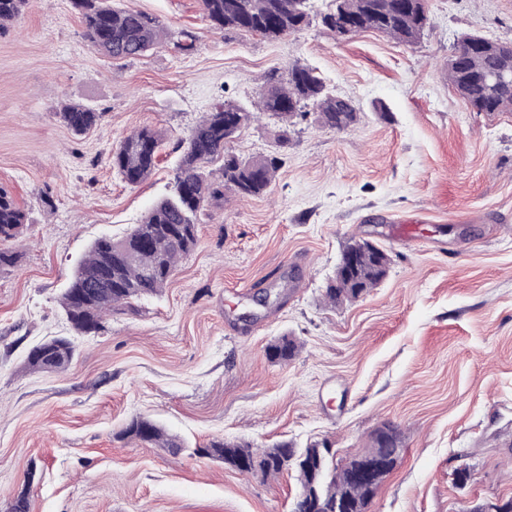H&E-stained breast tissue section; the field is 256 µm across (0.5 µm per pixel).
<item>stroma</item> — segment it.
Wrapping results in <instances>:
<instances>
[{
	"instance_id": "stroma-1",
	"label": "stroma",
	"mask_w": 512,
	"mask_h": 512,
	"mask_svg": "<svg viewBox=\"0 0 512 512\" xmlns=\"http://www.w3.org/2000/svg\"><path fill=\"white\" fill-rule=\"evenodd\" d=\"M312 21L278 40L212 29L199 0H118L195 38L113 60L82 37L70 0H32L0 32V186L25 213L0 269V512H290V472L242 475L198 455L214 439L332 442L337 462L383 422L403 457L368 512H460L512 498V112H475L449 85L460 38L512 39V0H429L411 45ZM300 62L358 110L339 131L299 121L290 145L266 115L227 145L279 155L267 194L209 205L193 252L156 297L79 335L59 305L96 238L123 236L170 194L178 142L220 102L251 104L264 77ZM102 114L73 135L56 117ZM164 136L146 182L124 184L109 153L133 130ZM418 239L406 244L403 226ZM391 255L356 302L321 294L353 239ZM302 344L285 363L266 348ZM72 339L60 373H31L29 349ZM136 416L182 437L173 454L118 432ZM59 121L74 135L82 136L98 125L102 114L82 104H65L56 112ZM300 352V344L292 336L284 334L276 342L268 346L267 357L275 362L293 360Z\"/></svg>"
}]
</instances>
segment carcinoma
Instances as JSON below:
<instances>
[{
    "instance_id": "carcinoma-1",
    "label": "carcinoma",
    "mask_w": 512,
    "mask_h": 512,
    "mask_svg": "<svg viewBox=\"0 0 512 512\" xmlns=\"http://www.w3.org/2000/svg\"><path fill=\"white\" fill-rule=\"evenodd\" d=\"M205 18L215 29H232L266 39L297 33L310 23L306 0H200ZM335 9L324 15L322 24L341 39L337 19L351 20L359 32L386 35L409 45L417 41L428 21V0H335ZM29 0H0V28L17 21ZM89 46L115 59H135L170 37L157 17L112 5V0H72ZM462 51L446 64L448 83L476 112L512 111V41L493 40L467 34L459 41ZM312 106L320 124L345 130L357 121L352 101L332 94L316 69L298 62L288 67L286 77L265 80L258 106L282 122L279 146L288 148V129L294 119L305 117ZM59 121L74 135L82 136L98 125L102 114L82 104H65L56 112ZM253 118L247 108L232 103L216 104L205 113L188 136L174 176L173 193L157 201L144 220L120 239L96 238L81 259L59 303L72 328L81 334L103 328V318L133 300L163 292L181 260L197 244V215L227 195L260 197L271 186L280 168L276 155L249 160L226 151V144ZM163 135L143 128L124 137L112 148L110 164L128 185H138L157 169ZM223 161L220 179L203 170L204 164ZM25 224V213L9 190L0 186V243L16 238ZM380 259L369 250L360 251L355 268H336L322 300L330 306L353 303L387 276ZM300 352L295 338L283 335L268 346L267 357L275 362L293 360ZM75 357V346L66 337H55L33 347L26 368L37 373L67 370ZM119 439L138 440L173 454L185 448L184 441L162 426L134 418L118 434ZM197 453L224 461L245 459L241 474L259 472L275 476L291 471L298 478V512H338L336 504L347 500L351 512H368L379 482L359 484L351 469L364 456L400 454V433L391 422L383 423L380 436L371 437L360 454L336 465L335 454L315 442L304 448L281 441L262 448L246 442L212 440Z\"/></svg>"
}]
</instances>
